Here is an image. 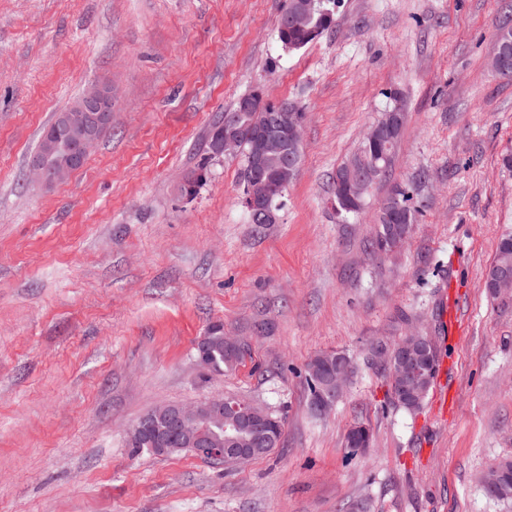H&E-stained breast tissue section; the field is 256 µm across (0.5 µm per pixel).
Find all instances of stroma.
<instances>
[{
    "instance_id": "1",
    "label": "stroma",
    "mask_w": 512,
    "mask_h": 512,
    "mask_svg": "<svg viewBox=\"0 0 512 512\" xmlns=\"http://www.w3.org/2000/svg\"><path fill=\"white\" fill-rule=\"evenodd\" d=\"M287 6L0 0V512H512L480 484L512 459V296L484 288L512 235V77L490 68L512 0H340L293 51ZM96 80L110 130L65 183L33 186L44 127ZM254 90L305 111L274 224L249 221L242 156L207 150ZM397 97L389 173L337 213V167ZM404 185L410 238L375 253L379 206ZM215 322L244 356L209 376L194 348ZM417 332L441 357L412 415L388 406L372 347ZM332 350L356 372L316 418L306 365ZM213 395L280 411L279 447L229 468L131 455L146 412ZM358 423L372 444L355 454Z\"/></svg>"
}]
</instances>
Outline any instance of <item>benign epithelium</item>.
<instances>
[{"instance_id":"7a95c632","label":"benign epithelium","mask_w":512,"mask_h":512,"mask_svg":"<svg viewBox=\"0 0 512 512\" xmlns=\"http://www.w3.org/2000/svg\"><path fill=\"white\" fill-rule=\"evenodd\" d=\"M314 12L313 0H302L300 5L287 13V21L297 27L308 24ZM400 104H395L386 113L383 121L372 126L366 138L379 144L392 136L398 126ZM112 122V86L106 82H95L84 89L70 113L63 116L60 126L66 132L63 140L52 139L47 151L60 153L62 158L53 168L44 166L40 157L29 162V173L39 188H50L65 182L89 157L99 137V129ZM236 121L224 122L213 131L215 155H235L240 150L241 139L236 133ZM302 122L293 108L279 107V115L272 125L256 127L253 135L249 162V176L245 204L252 215L263 224L277 223L280 205L269 202L272 185L285 188L297 173V166L286 160V156L298 154ZM383 172L377 164H360L338 175L340 195L356 200L365 190L375 184ZM493 289L499 295H512V268L506 267L493 281ZM394 350L400 353L397 364L399 375L404 379L412 376V368L431 360L435 350L434 338L419 334L399 341ZM350 361L342 353L329 355L319 369L311 370L316 380L311 407L322 411L333 396L341 393L350 379ZM237 421L247 425L252 439L246 443L235 434L207 429L210 424L224 425V421ZM267 417L265 413L246 400L226 399L211 396L192 405L163 403L156 406L150 417L136 422L127 432V443L136 444L144 436L152 437L153 452L164 455L170 440L176 438L181 444L196 450L199 457L213 465L222 466L250 457L251 445L266 437Z\"/></svg>"}]
</instances>
